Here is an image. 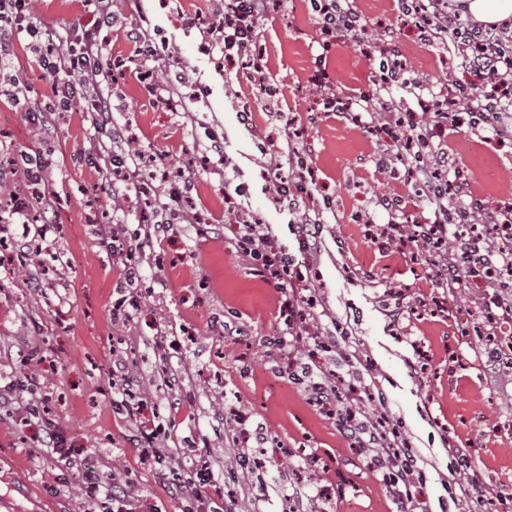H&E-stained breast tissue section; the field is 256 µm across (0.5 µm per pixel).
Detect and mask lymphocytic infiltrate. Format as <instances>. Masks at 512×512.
<instances>
[{"label": "lymphocytic infiltrate", "instance_id": "f902f5d3", "mask_svg": "<svg viewBox=\"0 0 512 512\" xmlns=\"http://www.w3.org/2000/svg\"><path fill=\"white\" fill-rule=\"evenodd\" d=\"M399 13L418 14L425 23V41L454 40L462 62L481 82V93L471 97L469 87L459 81L441 83L438 90H426L422 82L404 78L396 59L398 54L394 30L386 28L367 32L352 0H310V9L324 37L323 51H330L337 35L356 39L365 57L374 65L373 85L357 93H339L323 63L316 61L308 76V87L319 96L324 111L363 125L371 132L390 136L399 141V161L406 180L428 191L432 215L403 225L395 220L402 211L403 199L394 196L380 200L379 205L389 220L376 226L375 239L399 249L410 244L421 245L433 254L446 252L449 244H457L459 253L450 261L448 274L441 284L446 288L461 287L471 273V256L477 233L472 229L473 216H480L487 232L494 239L482 253L483 261L494 268L512 272V236H502L503 226H512V211H485L477 201L460 204L449 212L448 201L460 193L459 181L445 179L441 172L448 157L446 152H433L429 137L420 132L417 117L434 120L441 128L455 131H489L500 136L512 130L502 120L503 113L512 112V50L506 49L500 34L478 26L458 22L449 27L447 0H395ZM91 7L88 37L60 48L53 36L43 29L30 13V0H0V70L12 53V36L26 33L37 53L39 62L53 76V94L62 106L80 95L84 79L97 75L102 68V45L96 35L116 23L112 0H88ZM282 0H224V10L214 20H197L201 47L205 52L220 51L228 59L253 60V47L258 29L267 16L280 7ZM405 89L411 105L393 103L385 95L394 87ZM473 99V111L484 113L481 123H466L458 103ZM142 174L135 184L139 195L155 194L158 184L168 187L171 206L177 207L190 186L194 172L173 169L157 161L155 156H141ZM224 206L238 217L236 245L252 260L263 280L281 294L279 310L286 319L288 330L303 329L314 335L312 324L319 305V286L313 279L311 257L320 244L321 218L315 208H308L291 231L298 243L301 263L289 261L277 244L270 225L253 221L242 197L225 195ZM112 387L119 406L135 426L143 454L157 457L156 427L146 419L145 403L139 397V384L134 377L121 374L113 377ZM309 394L314 404L335 403L336 422L348 435L366 448V463L379 473L397 505L399 512H419L423 501L413 489L427 481L426 462L417 449L411 448L401 430V421L388 410L383 391H361L352 386L340 390L321 382L312 383Z\"/></svg>", "mask_w": 512, "mask_h": 512}]
</instances>
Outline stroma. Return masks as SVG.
<instances>
[{"instance_id": "obj_1", "label": "stroma", "mask_w": 512, "mask_h": 512, "mask_svg": "<svg viewBox=\"0 0 512 512\" xmlns=\"http://www.w3.org/2000/svg\"><path fill=\"white\" fill-rule=\"evenodd\" d=\"M224 0H123L118 22L102 30V71L86 97L67 111H49L52 78L27 41L14 43L11 75L31 88L27 105L0 95V184L22 192L26 184L8 163L23 149L48 159L41 198L30 201L26 271L0 276V376H32V389L0 395V512H183L171 493L174 473L208 464L224 487L223 512H396L397 506L365 462L366 449L343 435L336 419L313 406L305 386L293 383L281 356L295 339L283 332L279 294L236 248L235 228L224 216V193L245 187L248 207L271 225L289 256H297L290 224L300 214L279 211L262 176L263 158L237 119L250 103L256 123L279 135L280 124L262 108L276 87L283 111L298 113L304 133L301 162L280 156L279 175L296 188L300 204L320 212L323 244L312 273L324 308L320 332L333 343L318 360L332 384L382 385L403 433L426 456L429 479L421 495L429 512H462L443 486L461 455L470 480L493 488V503L472 502L471 512H512V365L490 359L483 335L512 338V321H491L486 282L469 278L446 294L437 288L443 267L434 254L409 257L383 248L369 223H386L377 202L415 193L380 173V157L396 158L398 143L322 112L305 80L320 52L315 19L304 0H285L258 31L263 72L247 75L239 62L216 67L202 55L193 21L214 15ZM370 29L399 32V57L408 76L424 85L444 75L471 76L453 45L425 44L413 18L398 16L392 0H356ZM43 28L73 38L85 32L83 0H32ZM143 27L154 42L168 40V56L154 73L181 82L187 107L157 103L149 83L134 79L140 60L125 36ZM328 66L350 93L370 86L361 49L337 38ZM112 100L102 122L93 104ZM138 136L136 149L198 170L188 197L207 223L186 221L165 208L166 195L136 202L122 184L101 180L99 167L128 145L112 140L113 127ZM447 151L467 177V195L493 209L512 203V141L459 133ZM165 225L150 246L133 254L100 244L95 228L141 230L142 217ZM51 219L54 230L39 237ZM134 260L141 279L125 281ZM348 330L339 336L337 326ZM361 361L347 362L346 345ZM122 363L138 380L148 411L162 429L157 461L140 463L132 430L112 410V368ZM246 409L277 441L260 469L240 468L243 444L226 406ZM66 441L67 457L45 443L47 426ZM131 487L114 503L104 492L112 480ZM101 488L88 496L91 485Z\"/></svg>"}]
</instances>
